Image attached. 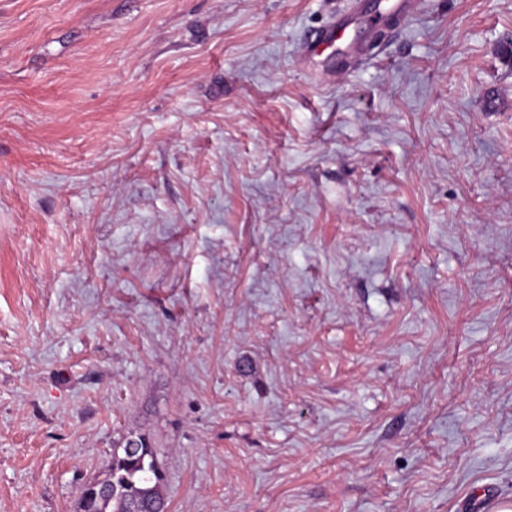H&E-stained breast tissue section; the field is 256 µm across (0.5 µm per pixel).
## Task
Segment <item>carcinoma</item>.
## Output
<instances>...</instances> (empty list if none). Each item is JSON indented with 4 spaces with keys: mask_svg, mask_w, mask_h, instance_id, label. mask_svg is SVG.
<instances>
[{
    "mask_svg": "<svg viewBox=\"0 0 512 512\" xmlns=\"http://www.w3.org/2000/svg\"><path fill=\"white\" fill-rule=\"evenodd\" d=\"M106 476L109 496L102 498L85 489L79 512H131L135 505L142 512H166V501L159 491L163 473L145 437L128 440L123 454L114 455L107 465Z\"/></svg>",
    "mask_w": 512,
    "mask_h": 512,
    "instance_id": "cac0c4a2",
    "label": "carcinoma"
}]
</instances>
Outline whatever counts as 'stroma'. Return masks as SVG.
<instances>
[{
	"label": "stroma",
	"mask_w": 512,
	"mask_h": 512,
	"mask_svg": "<svg viewBox=\"0 0 512 512\" xmlns=\"http://www.w3.org/2000/svg\"><path fill=\"white\" fill-rule=\"evenodd\" d=\"M335 11L0 0V512H512V0ZM342 4L340 14L335 16L332 21L321 28L320 30L309 35L303 44V60L308 63L314 70L317 66L324 69V62L329 58L330 55L326 56L322 61H317L316 57L320 56L322 52L331 47L337 41L341 40L347 31V26L341 20L343 16L351 17L349 14H345L349 9L348 0H336ZM109 487L101 479L86 486L99 488L102 498L86 488L79 499V512H129L134 505L144 512H165L166 501L160 494L163 473L149 441L139 436L130 439L123 454H115L105 471Z\"/></svg>",
	"instance_id": "35a3bbf8"
}]
</instances>
